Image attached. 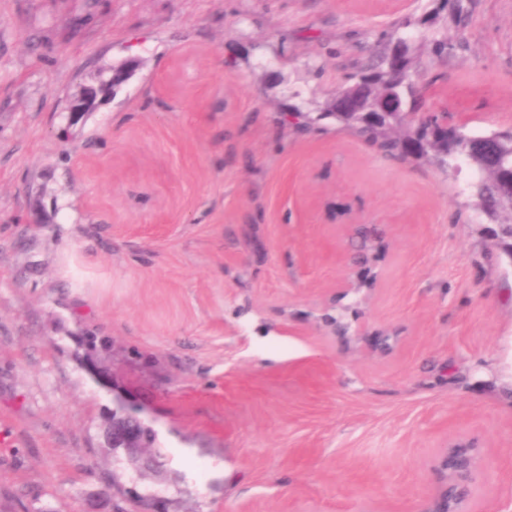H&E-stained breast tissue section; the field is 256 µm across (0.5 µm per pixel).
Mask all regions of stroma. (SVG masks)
Listing matches in <instances>:
<instances>
[{"instance_id": "stroma-1", "label": "stroma", "mask_w": 512, "mask_h": 512, "mask_svg": "<svg viewBox=\"0 0 512 512\" xmlns=\"http://www.w3.org/2000/svg\"><path fill=\"white\" fill-rule=\"evenodd\" d=\"M465 3L0 0V512H425L454 446L465 512H512V257L472 169L288 124L409 19L427 110L512 126V0ZM115 411L159 468L106 448ZM138 65L137 60L130 59L113 66L107 76L98 74L81 83L76 92L70 97L67 112L72 115L89 112L98 101L110 94H116L129 81Z\"/></svg>"}]
</instances>
